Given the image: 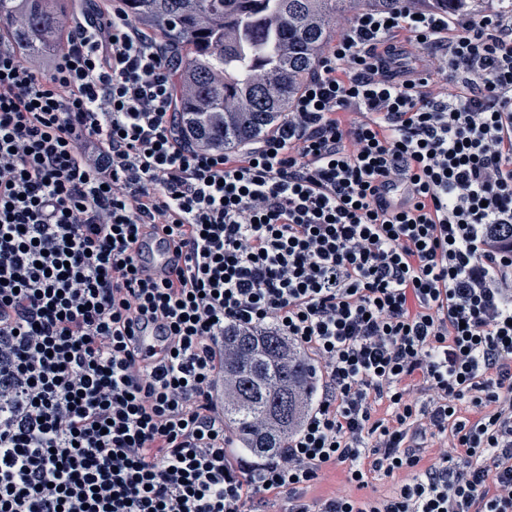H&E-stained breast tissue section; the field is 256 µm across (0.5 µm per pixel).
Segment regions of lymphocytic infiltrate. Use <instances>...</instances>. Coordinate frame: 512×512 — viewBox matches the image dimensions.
<instances>
[{"instance_id":"obj_1","label":"lymphocytic infiltrate","mask_w":512,"mask_h":512,"mask_svg":"<svg viewBox=\"0 0 512 512\" xmlns=\"http://www.w3.org/2000/svg\"><path fill=\"white\" fill-rule=\"evenodd\" d=\"M64 43L42 70L0 40V512H512V11H361L222 149L123 10L84 0ZM146 224L178 280L138 277ZM136 315L172 337L142 367ZM229 330L321 376L275 456L212 402ZM339 465L355 494L307 500Z\"/></svg>"}]
</instances>
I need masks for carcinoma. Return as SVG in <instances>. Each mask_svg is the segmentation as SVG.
Returning <instances> with one entry per match:
<instances>
[{
  "label": "carcinoma",
  "instance_id": "obj_1",
  "mask_svg": "<svg viewBox=\"0 0 512 512\" xmlns=\"http://www.w3.org/2000/svg\"><path fill=\"white\" fill-rule=\"evenodd\" d=\"M137 26L160 35L173 51L180 124L211 147L260 137L278 123L288 101L336 28L365 7L392 10L400 0H119ZM433 10L478 12L484 0H424ZM71 0H0L10 41L42 66L61 47ZM235 355L224 427L234 444L267 457L288 441L303 394L318 388L309 359L278 336L255 348L251 336L224 337ZM267 418L264 435L254 421Z\"/></svg>",
  "mask_w": 512,
  "mask_h": 512
}]
</instances>
